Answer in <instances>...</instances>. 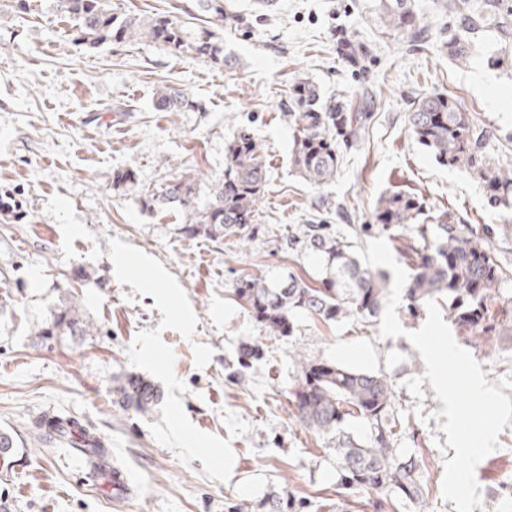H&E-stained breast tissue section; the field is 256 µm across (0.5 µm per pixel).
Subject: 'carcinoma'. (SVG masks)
Segmentation results:
<instances>
[{
	"instance_id": "1",
	"label": "carcinoma",
	"mask_w": 512,
	"mask_h": 512,
	"mask_svg": "<svg viewBox=\"0 0 512 512\" xmlns=\"http://www.w3.org/2000/svg\"><path fill=\"white\" fill-rule=\"evenodd\" d=\"M379 18L396 40L422 47L431 38L428 26L414 12L412 0H380ZM450 18L448 36L440 40L448 58L461 64L470 59L475 36L492 31L501 40L512 38V0H446ZM53 10L73 22L75 42L90 47L143 39L158 43L174 54L192 53L216 65L228 66L230 55L224 42L207 27L196 28L173 21L166 14L124 17L112 8V0H54ZM338 58L357 71H365L373 58L371 45L342 38L336 43ZM163 112H201L203 107L184 92L165 86L156 93ZM372 94L324 98L321 87L308 79L297 80L288 92L283 112L293 129L292 166L315 186L336 179L343 150L365 137L374 116ZM408 132L443 165L466 169L483 186L494 209L512 208V161L502 159L498 137L473 119L451 93L420 97L407 113ZM268 167L261 143L248 130L241 131L225 148L224 173L209 187L208 199L196 206L194 177L178 175L159 190H145V208L163 206L183 212V233L189 238L205 235L213 241L252 235L258 230L254 218L264 198ZM382 230L402 224H417L424 215L423 203L412 193L391 191L380 197L375 210ZM419 234L426 249L414 252L405 288L410 309L429 300L446 299L457 323L476 336L496 332L504 321L489 310L500 300L503 273L484 242L464 232L458 224L443 221L422 225ZM291 247L315 255L321 263L320 286L290 275L270 284L246 274L237 281L236 296L250 316L274 336L293 329L291 318L307 312L324 321L353 316L374 317L384 301L387 274L373 271L358 261L352 245L336 235L331 224H307L302 237ZM79 322V307L69 300L58 307L51 327L41 331L52 336ZM300 375L294 393L295 409L302 424L322 433H336L339 486L347 490L392 491L407 500L421 496L417 481L419 462L399 456L391 438L399 422L390 414L392 385L383 374L357 370L338 362L318 359L299 362ZM121 402L145 412L159 399L158 389L138 376L119 381ZM350 417L371 426L366 440L342 432Z\"/></svg>"
}]
</instances>
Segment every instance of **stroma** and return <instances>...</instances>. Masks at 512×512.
<instances>
[{
    "label": "stroma",
    "mask_w": 512,
    "mask_h": 512,
    "mask_svg": "<svg viewBox=\"0 0 512 512\" xmlns=\"http://www.w3.org/2000/svg\"><path fill=\"white\" fill-rule=\"evenodd\" d=\"M129 14L172 15L217 31L236 63L218 68L190 53L173 54L133 40L96 48L75 44L69 20L50 0H0V190H10L23 222L0 215V432L13 451L0 464V506L7 512H381L378 495L338 498L336 437L303 426L291 390L302 359H327L387 377L393 414L401 421L392 445L421 458L419 500L394 512H455L444 501L445 462L455 451L435 417L443 404L430 382L421 398L407 379L424 374L419 352L405 337L380 334V317L326 322L305 313L293 332L270 335L235 296L237 278L275 282L293 273L317 284L315 256L288 247L304 225H334L359 248L378 238L374 212L381 194L406 189L426 215L450 212L481 237L505 275L501 295L512 302V210L491 208L470 173L438 163L407 132V114L421 96L442 89L460 96L472 117L492 125L503 151L512 150V74L487 58L500 47L479 36L471 60L448 59L437 43L408 51L377 19V0H229L246 22L221 25L197 0H112ZM372 43L376 62L364 75L336 56L338 35ZM307 78L329 95L371 87L374 118L362 141L345 153L336 179L316 187L290 162L292 129L282 108L288 88ZM176 87L203 105L199 112L159 111L160 86ZM250 128L267 156L269 184L255 217L264 230L249 241L186 237L185 214L146 210L142 189L156 190L189 173L201 184L224 172V149ZM131 170L137 188L113 181ZM129 243L160 261L184 289L197 317L192 338L162 331L184 383L183 410L199 430L227 438L235 454L230 481L206 477L200 460L183 464L153 437L159 407L141 414L118 403V379L140 375L129 348L158 328L150 295L120 284L109 240ZM80 304L81 329L46 338L59 305ZM441 315L459 346L491 384L512 380V333L480 338ZM159 329V328H158ZM212 359L194 364V343ZM257 358L240 362L241 346ZM232 412L249 430L230 436ZM79 422L106 442L126 489L101 486L93 458L49 436L52 417ZM483 512H512V425L475 469Z\"/></svg>",
    "instance_id": "obj_1"
}]
</instances>
